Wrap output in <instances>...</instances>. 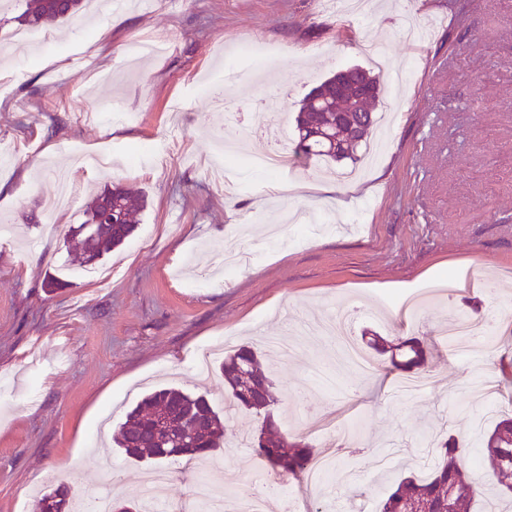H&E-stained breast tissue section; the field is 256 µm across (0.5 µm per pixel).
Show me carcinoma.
Masks as SVG:
<instances>
[{
    "label": "carcinoma",
    "mask_w": 512,
    "mask_h": 512,
    "mask_svg": "<svg viewBox=\"0 0 512 512\" xmlns=\"http://www.w3.org/2000/svg\"><path fill=\"white\" fill-rule=\"evenodd\" d=\"M80 3L81 0H31L23 21L30 25L54 22L75 13ZM381 93L379 77L359 65L348 67L344 79L338 80L334 75L325 79L308 93L295 118L296 154L328 165L346 159L356 161L357 149L367 146ZM109 193L117 223L101 226L93 237H78L71 255L82 266L122 245L134 232L137 217L144 209L143 194L115 186L92 198L85 210L86 221L97 219L100 201ZM369 346L388 356L400 370L411 371L425 363V348L416 338L395 344L378 337ZM220 371L229 391L224 412L244 410L263 416L251 447L267 467L279 475L305 472L314 454L308 445L290 442L280 434L273 414L274 383L257 353L249 346H240L224 356ZM112 440L126 456L138 460L147 457L159 464L182 456H205L223 447L224 416L203 395L189 394L177 387L161 388L127 413ZM481 447L500 493H512V415L500 418L482 436ZM435 453L430 476L402 479L382 502L380 512H405L411 500L426 504L432 512H473L479 489L463 450L451 438L438 443ZM34 512H71L68 489L63 486L42 494Z\"/></svg>",
    "instance_id": "cac0c4a2"
}]
</instances>
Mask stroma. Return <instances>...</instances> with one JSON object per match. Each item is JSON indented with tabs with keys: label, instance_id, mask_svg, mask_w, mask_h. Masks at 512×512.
I'll use <instances>...</instances> for the list:
<instances>
[{
	"label": "stroma",
	"instance_id": "1",
	"mask_svg": "<svg viewBox=\"0 0 512 512\" xmlns=\"http://www.w3.org/2000/svg\"><path fill=\"white\" fill-rule=\"evenodd\" d=\"M25 0H0V512H33L48 486L74 501L97 493L139 501L151 460L127 459L93 433L116 426L147 393L174 385L226 396L203 350L250 343L264 353L283 434L314 453L326 435L357 428L363 452L342 453L328 478L325 512H376L408 472L427 476L431 442L452 437L485 485L478 436L490 420L468 396L474 375L512 397V335L458 359L438 327L458 315L512 311V0H371L365 18L324 11L319 0H155L145 9L83 6L41 24L44 46L23 40ZM255 42L263 55H245ZM399 72L390 135L374 132L378 157L352 182L298 161L275 177L238 163L228 178L209 163L223 134L261 151L259 127L293 126L310 89L337 70ZM220 84L241 103L239 120L214 103ZM107 108L105 121L86 119ZM108 150L111 168H88L69 210L48 216L56 172L77 152ZM142 191L146 206L123 245L97 263L103 278L66 261L87 203L113 182ZM478 268L482 285L440 294L417 317L403 292ZM62 287L47 293L46 277ZM358 312L351 339H423L421 393L399 390L388 357L374 370L336 366L335 349L304 330L331 304ZM295 333L297 357L267 338ZM330 362L327 379L314 371ZM251 414L225 418V446L170 465L161 497L190 512L195 471L268 469L246 437Z\"/></svg>",
	"mask_w": 512,
	"mask_h": 512
}]
</instances>
